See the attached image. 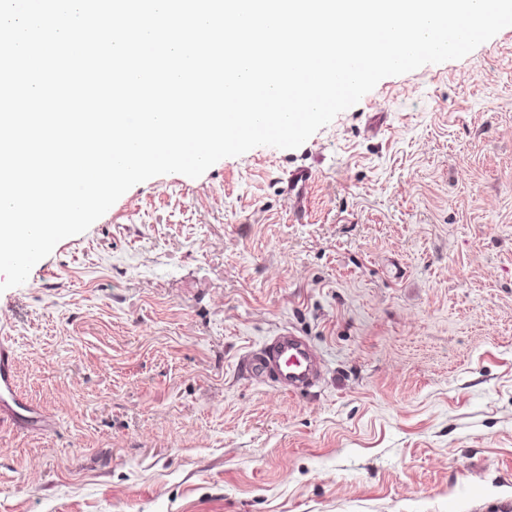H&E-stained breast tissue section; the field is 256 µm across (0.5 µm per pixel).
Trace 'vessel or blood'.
<instances>
[{
	"instance_id": "1",
	"label": "vessel or blood",
	"mask_w": 512,
	"mask_h": 512,
	"mask_svg": "<svg viewBox=\"0 0 512 512\" xmlns=\"http://www.w3.org/2000/svg\"><path fill=\"white\" fill-rule=\"evenodd\" d=\"M312 181L309 171H293L284 188L292 212H300ZM253 379L272 381L278 392L295 394L317 387L322 378V361L316 348L305 338L289 330L272 337L260 351L247 353L242 361ZM8 416L22 423L36 418L33 406L17 393L12 354L0 341V418Z\"/></svg>"
}]
</instances>
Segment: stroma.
I'll return each mask as SVG.
<instances>
[{"label": "stroma", "mask_w": 512, "mask_h": 512, "mask_svg": "<svg viewBox=\"0 0 512 512\" xmlns=\"http://www.w3.org/2000/svg\"><path fill=\"white\" fill-rule=\"evenodd\" d=\"M284 327L311 393L241 367ZM0 336L47 422L0 420V512H512V26L299 148L133 186ZM312 179V174L305 169L295 170L289 175L284 187V196L289 210L293 213L297 214L304 208Z\"/></svg>", "instance_id": "stroma-1"}]
</instances>
